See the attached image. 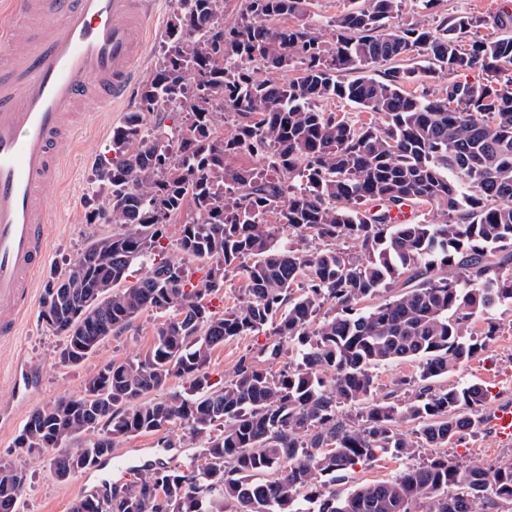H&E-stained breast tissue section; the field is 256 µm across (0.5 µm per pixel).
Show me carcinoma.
I'll use <instances>...</instances> for the list:
<instances>
[{
  "label": "carcinoma",
  "mask_w": 512,
  "mask_h": 512,
  "mask_svg": "<svg viewBox=\"0 0 512 512\" xmlns=\"http://www.w3.org/2000/svg\"><path fill=\"white\" fill-rule=\"evenodd\" d=\"M243 2L240 22L226 26L224 0H176L138 109L112 130L97 166L108 194L86 221L112 232L50 274L40 302L42 321L66 338L60 362L73 366L140 315H173L145 354L102 364L82 395L34 410L15 447L55 449L52 471L66 481L98 467L117 442L176 422L202 443L205 463L148 470L71 512L512 506L511 458L487 468L437 455L347 493L319 481L380 454L407 457L419 441L445 447L477 425L487 390L435 381L485 346L472 325L488 322L492 339L488 314L512 302V34L464 39L512 17L393 27L402 0H364L336 15L326 38L310 0ZM418 57L426 66L409 65ZM257 66L297 75L260 81ZM475 71L484 77L458 80ZM439 74L448 76L440 92L406 90ZM325 101L373 118L355 122L322 109ZM177 112L184 121L168 131L151 123ZM224 114L229 137L215 126ZM424 206L442 221H397L402 208ZM171 224L180 225L176 255L165 258ZM278 225L291 241L279 243ZM338 240L360 254L336 249ZM190 260L203 262L197 279ZM135 264L146 272L132 281ZM230 277L243 280V298L221 312L213 302ZM260 333L279 337L273 358L281 341L294 344L298 366L273 374L244 355L231 379L211 382L213 348ZM401 360L418 362L397 384L411 397L375 400L374 369ZM173 377L187 387L162 393ZM341 406L359 407V424L341 418ZM402 422L415 429L401 432ZM26 482L0 464V512H16Z\"/></svg>",
  "instance_id": "1"
}]
</instances>
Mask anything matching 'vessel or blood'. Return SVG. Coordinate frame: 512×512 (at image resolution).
Masks as SVG:
<instances>
[{
    "label": "vessel or blood",
    "mask_w": 512,
    "mask_h": 512,
    "mask_svg": "<svg viewBox=\"0 0 512 512\" xmlns=\"http://www.w3.org/2000/svg\"><path fill=\"white\" fill-rule=\"evenodd\" d=\"M150 0H10L0 21V335L16 332L46 264L47 194L75 113L125 100L149 35ZM478 431L512 446V399Z\"/></svg>",
    "instance_id": "obj_1"
}]
</instances>
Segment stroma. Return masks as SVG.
Returning a JSON list of instances; mask_svg holds the SVG:
<instances>
[{"label":"stroma","instance_id":"35a3bbf8","mask_svg":"<svg viewBox=\"0 0 512 512\" xmlns=\"http://www.w3.org/2000/svg\"><path fill=\"white\" fill-rule=\"evenodd\" d=\"M510 8L512 0H434L427 9L420 0H403L395 22L401 25L419 21L432 27L444 18L467 14L482 21L481 26L472 28V36L486 39L496 36L497 30L485 24V17ZM139 92V87H132L117 110L88 112L72 136L62 143L60 151L66 161L65 171L61 183L49 192L47 271H60L73 263L91 235L111 232V225L86 221L87 212L107 194L106 186L96 179L95 168L109 145L113 127L122 122L126 113L136 111ZM44 283V278H37L34 301L22 316L16 334L0 335V464L12 465L27 474L21 512H70L72 503L81 495L82 484L106 481L119 489L135 480L140 469L146 466L175 467L200 455V448L185 444L186 425L175 423L155 434L120 441L115 450L126 460L123 468L91 469L62 482L54 477L50 468L53 449L26 452L15 448V437L35 409L62 396L80 395L87 376L104 362L145 353L155 341L159 324L165 320L164 314L145 313L128 329L105 340L98 352L83 364L65 365L59 361L62 337L54 335L39 317ZM493 318L497 325L493 340L467 364L439 381L443 387L482 384L489 391L487 403L491 406L512 385V303L498 306ZM273 342L269 335L242 336L214 348L209 364L212 381L220 383L230 378L239 359L245 355L260 357L262 367L274 373L281 371L284 363L297 362V353L292 347L285 357L270 358L263 348ZM446 452L449 459L485 465L499 463L508 454L507 448L479 431L466 433L461 440L449 444ZM432 454V449L422 447L408 458L377 456L349 467L335 488L345 493L363 483L392 479L409 464L426 460Z\"/></svg>","mask_w":512,"mask_h":512}]
</instances>
